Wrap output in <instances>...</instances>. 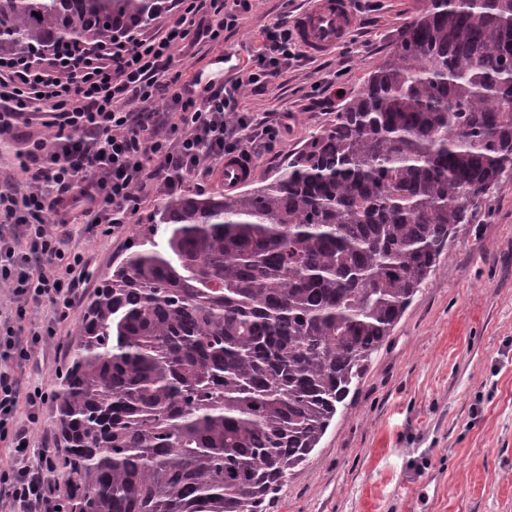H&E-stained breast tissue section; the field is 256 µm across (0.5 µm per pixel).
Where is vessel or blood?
I'll return each mask as SVG.
<instances>
[{
  "label": "vessel or blood",
  "mask_w": 512,
  "mask_h": 512,
  "mask_svg": "<svg viewBox=\"0 0 512 512\" xmlns=\"http://www.w3.org/2000/svg\"><path fill=\"white\" fill-rule=\"evenodd\" d=\"M355 25L350 0H309L295 23L296 36L306 52L326 53L343 42ZM232 55L212 58L197 74L200 85L223 83L227 73L234 70ZM225 190H233L252 177L251 167L242 159L227 157L221 171Z\"/></svg>",
  "instance_id": "vessel-or-blood-1"
}]
</instances>
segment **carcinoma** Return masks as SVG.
<instances>
[{
  "label": "carcinoma",
  "mask_w": 512,
  "mask_h": 512,
  "mask_svg": "<svg viewBox=\"0 0 512 512\" xmlns=\"http://www.w3.org/2000/svg\"><path fill=\"white\" fill-rule=\"evenodd\" d=\"M162 9L0 0V55L98 46ZM508 169L512 0H423L284 170L169 195L97 288L58 392L69 512H266Z\"/></svg>",
  "instance_id": "carcinoma-1"
}]
</instances>
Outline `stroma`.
I'll return each mask as SVG.
<instances>
[{
    "label": "stroma",
    "instance_id": "1",
    "mask_svg": "<svg viewBox=\"0 0 512 512\" xmlns=\"http://www.w3.org/2000/svg\"><path fill=\"white\" fill-rule=\"evenodd\" d=\"M308 0H251L221 43L189 36L170 66L191 79L201 59L219 53L250 62L259 31L281 16L296 19ZM357 25L331 52L304 55L244 90L239 111L273 120L289 113L273 148L257 145L255 179L284 167L291 153L336 120L399 42L421 0H350ZM334 83L332 106L314 105V85ZM43 116L0 133V186L25 191L19 163L29 144L49 139ZM168 194L159 181L137 192L122 224L69 219L58 227L69 249L89 262L91 277L63 321L43 303L23 329L54 322L56 334L15 370L21 393L40 387L49 399L37 422L19 405L35 453L59 445L55 393L68 366L77 325L101 281L134 245ZM268 512H512V169L482 196L466 231L451 242L384 345L374 353L318 448L289 476Z\"/></svg>",
    "mask_w": 512,
    "mask_h": 512
}]
</instances>
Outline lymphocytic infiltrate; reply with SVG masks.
<instances>
[{
  "label": "lymphocytic infiltrate",
  "mask_w": 512,
  "mask_h": 512,
  "mask_svg": "<svg viewBox=\"0 0 512 512\" xmlns=\"http://www.w3.org/2000/svg\"><path fill=\"white\" fill-rule=\"evenodd\" d=\"M249 2L175 0L178 16L162 35L127 32L76 57L0 59V133L34 112L46 114L57 129L52 139L36 140L27 151L22 165L27 192L0 190V281L8 283L14 303L0 318V441L7 442L17 461L0 473V493L13 512H57L61 504L47 477L55 466L53 456L31 457L28 432L15 421L19 402L34 410L47 398L39 388L19 395L12 365L29 360L41 342L38 332L23 334L20 323L30 305L44 301L67 316L77 288L89 277L84 255L65 251L63 238L50 230L46 218L75 213L90 227L119 224L148 180L165 177L173 190L202 159H245L256 138L269 145L278 140L284 122L264 125L255 136L250 116L238 114L232 126L226 116L235 112L241 89L258 88L296 59L287 20L262 31L254 67L235 86L200 88L170 72L201 10L211 11L206 34L215 41L235 28ZM161 99L174 104L164 120L154 108ZM18 224L27 238L23 250L6 235Z\"/></svg>",
  "instance_id": "1"
}]
</instances>
